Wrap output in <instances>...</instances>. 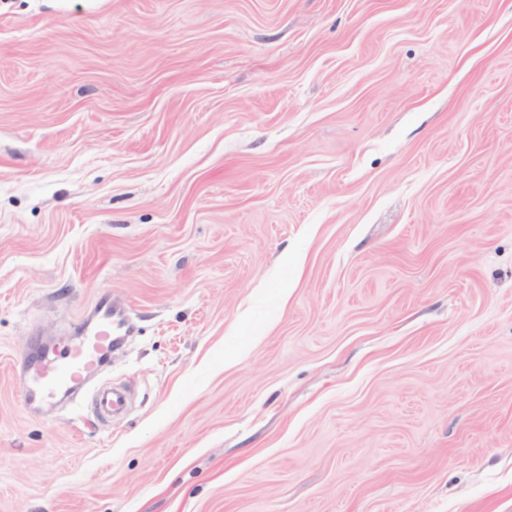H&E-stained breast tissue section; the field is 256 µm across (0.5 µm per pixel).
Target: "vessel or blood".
<instances>
[{"label":"vessel or blood","mask_w":512,"mask_h":512,"mask_svg":"<svg viewBox=\"0 0 512 512\" xmlns=\"http://www.w3.org/2000/svg\"><path fill=\"white\" fill-rule=\"evenodd\" d=\"M127 334V311L111 297L101 298L88 319L78 326L65 355L55 347H42L24 358L18 371L27 390L28 405L41 410L82 385L109 359Z\"/></svg>","instance_id":"1"}]
</instances>
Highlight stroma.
<instances>
[{"label":"stroma","instance_id":"stroma-1","mask_svg":"<svg viewBox=\"0 0 512 512\" xmlns=\"http://www.w3.org/2000/svg\"><path fill=\"white\" fill-rule=\"evenodd\" d=\"M0 512H512V0H0ZM126 326V308L110 296L102 297L91 316L79 324L63 357L57 355L56 346H43L25 357L18 376L26 386L29 407L39 411L82 385L122 344Z\"/></svg>","mask_w":512,"mask_h":512}]
</instances>
